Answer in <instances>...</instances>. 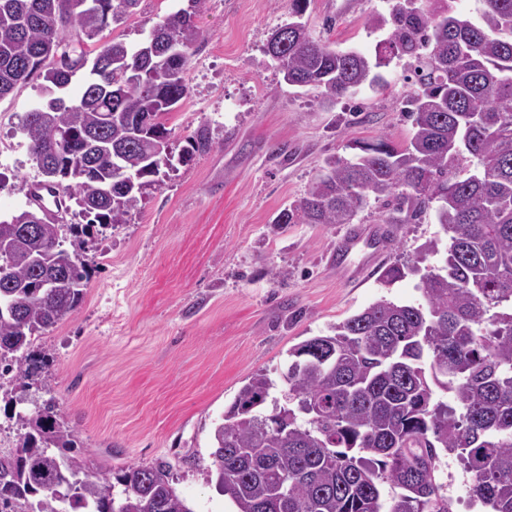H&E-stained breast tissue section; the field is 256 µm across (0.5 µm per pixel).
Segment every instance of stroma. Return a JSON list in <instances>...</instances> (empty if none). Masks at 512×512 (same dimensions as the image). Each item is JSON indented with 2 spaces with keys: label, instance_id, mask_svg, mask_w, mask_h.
<instances>
[{
  "label": "stroma",
  "instance_id": "obj_1",
  "mask_svg": "<svg viewBox=\"0 0 512 512\" xmlns=\"http://www.w3.org/2000/svg\"><path fill=\"white\" fill-rule=\"evenodd\" d=\"M187 0H142L137 14L100 41H142L148 21ZM388 0H310L303 16L315 38L374 53L369 20ZM289 0H207L197 23L188 97L172 113L170 146L181 152L199 128L211 149L176 164L145 189L127 223L94 232L79 251L91 269L83 302L33 348L45 373L0 389V432L18 446L14 410L47 400L73 428L91 469L166 463L193 512H235L211 480V433L239 389L264 372L286 391L290 349L378 299L419 303L420 277L383 286L381 270L358 284L339 279L329 255L341 224L273 219L303 197L324 158L381 136L405 144L412 121L398 101L411 71L392 60L385 84L328 103L315 87L286 84L265 55L287 22ZM40 79L0 100V213L23 206L38 166L20 134L21 116L41 98ZM433 215L401 224L386 265L413 263L442 237Z\"/></svg>",
  "mask_w": 512,
  "mask_h": 512
}]
</instances>
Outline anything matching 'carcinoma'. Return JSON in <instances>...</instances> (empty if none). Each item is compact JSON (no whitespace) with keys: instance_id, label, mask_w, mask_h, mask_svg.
<instances>
[{"instance_id":"1","label":"carcinoma","mask_w":512,"mask_h":512,"mask_svg":"<svg viewBox=\"0 0 512 512\" xmlns=\"http://www.w3.org/2000/svg\"><path fill=\"white\" fill-rule=\"evenodd\" d=\"M96 2L0 0V97L42 77L19 131L41 184L86 220L58 224L30 201L0 219V369L15 380L44 369L32 337L71 316L90 280L62 230L126 223L148 178L171 166L156 144L170 140L167 116L189 94L185 70L204 39L196 18L207 0H187L138 45L114 38L93 58L80 47L63 55L69 34L91 41L140 0ZM479 2L472 19L449 2L389 0L371 20L384 32L371 59L313 38L307 0H290L282 39L265 44L288 85L332 103L381 87L375 69L393 57L412 73L400 101L409 143L379 137L351 158L327 157L274 223L351 224L378 203L387 224L433 212L448 245L443 265L421 273L425 303L380 299L289 350L288 406L263 372L239 389L212 432L216 488L237 512H454L439 478L448 456L474 499L512 512V0ZM211 147L198 131L182 162ZM31 215L40 223L23 234ZM13 419L24 433L0 452V512H192L163 463L113 478L88 471L54 400Z\"/></svg>"}]
</instances>
